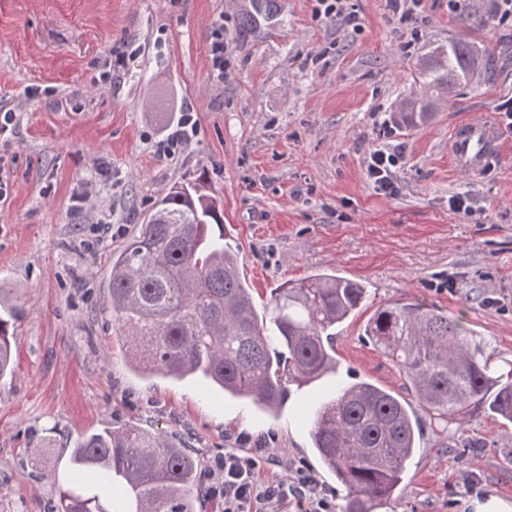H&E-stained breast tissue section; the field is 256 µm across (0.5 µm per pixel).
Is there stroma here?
<instances>
[{
  "label": "stroma",
  "instance_id": "obj_1",
  "mask_svg": "<svg viewBox=\"0 0 512 512\" xmlns=\"http://www.w3.org/2000/svg\"><path fill=\"white\" fill-rule=\"evenodd\" d=\"M353 30L314 0H0V296L18 301L13 371L0 379V512H54L78 487L109 512L119 488L79 475L80 436L136 424L189 433L208 466L239 438L267 448L262 476L293 460L328 494L335 477L310 424L339 386L365 380L412 399L401 369L368 340L381 305L411 300L462 321L512 367V22L493 0H421L400 21L388 0H348ZM228 42L223 81L209 74L216 24ZM460 39L488 77L438 101L425 125L394 121L416 92L432 41ZM175 154L157 146L184 113ZM500 123L487 171H462L448 139L474 119ZM398 148V190L366 174L376 148ZM201 182L257 308L275 288L317 273L363 282V306L336 329V369L291 388L278 414L225 397L203 377L146 379L126 363L109 305L110 268L136 224L174 184ZM462 194L469 214L451 211ZM108 242L90 249L98 222ZM420 446L389 504L373 512H468L482 495L512 501V422L477 409L442 426L413 408Z\"/></svg>",
  "mask_w": 512,
  "mask_h": 512
}]
</instances>
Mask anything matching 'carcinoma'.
<instances>
[{"mask_svg":"<svg viewBox=\"0 0 512 512\" xmlns=\"http://www.w3.org/2000/svg\"><path fill=\"white\" fill-rule=\"evenodd\" d=\"M479 70L469 44L433 42L415 70L424 89L417 98L447 97ZM430 116L403 103L396 121L410 128ZM224 239L219 199L196 184L171 187L112 257V316L136 374L182 380L199 373L224 393L275 411L288 397L287 384L307 385L336 369L334 330L360 308L367 288L316 274L275 289L260 314ZM16 317L0 302V378L11 369ZM364 331L405 373L427 412L461 421L485 406L512 422V368L505 383L493 376L491 358L462 322L399 301L378 307ZM420 431L396 395L369 382L352 383L321 406L310 436L322 466L345 491L342 512H370V503L392 496ZM73 456L101 483H123L125 498L112 512H194L205 499L196 458L172 434L104 428L78 438ZM55 512L104 510L96 497L71 488L60 493Z\"/></svg>","mask_w":512,"mask_h":512,"instance_id":"carcinoma-1","label":"carcinoma"}]
</instances>
